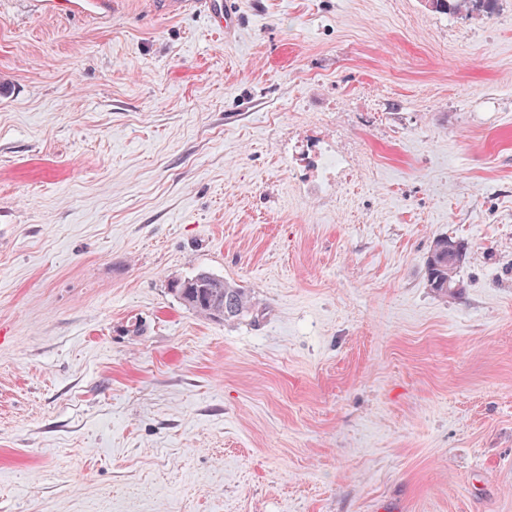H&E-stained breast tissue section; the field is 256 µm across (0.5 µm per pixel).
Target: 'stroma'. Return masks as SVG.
<instances>
[{"label":"stroma","instance_id":"35a3bbf8","mask_svg":"<svg viewBox=\"0 0 512 512\" xmlns=\"http://www.w3.org/2000/svg\"><path fill=\"white\" fill-rule=\"evenodd\" d=\"M35 2L0 0V512H512V0ZM200 270L250 314L186 309ZM47 14H70L103 22L112 14V0H37ZM204 6L213 27L219 31L224 30V33H231L232 29H234L236 14L231 5L225 2L224 10H222L219 4H217V8L212 0H205ZM428 6L436 11L452 13L484 12L493 13L498 0H427ZM459 245L461 258L448 264V254L455 252L456 244ZM466 247L461 240L440 238L435 242L433 251L425 261V276L427 285L434 292L442 295H455L462 288L457 277V269L464 256ZM170 289L186 308L209 320H239L252 310L247 288L233 286L224 277L206 271L173 280Z\"/></svg>","mask_w":512,"mask_h":512}]
</instances>
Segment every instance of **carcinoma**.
Wrapping results in <instances>:
<instances>
[{"label": "carcinoma", "mask_w": 512, "mask_h": 512, "mask_svg": "<svg viewBox=\"0 0 512 512\" xmlns=\"http://www.w3.org/2000/svg\"><path fill=\"white\" fill-rule=\"evenodd\" d=\"M498 0H427L429 7L452 13H493ZM460 262H448V238L435 242L433 251L425 261L427 285L442 295H454L461 287L457 279ZM174 296L189 310L209 320L224 322L239 320L252 310V297L248 289L234 286L223 277L206 271L172 281Z\"/></svg>", "instance_id": "obj_1"}]
</instances>
